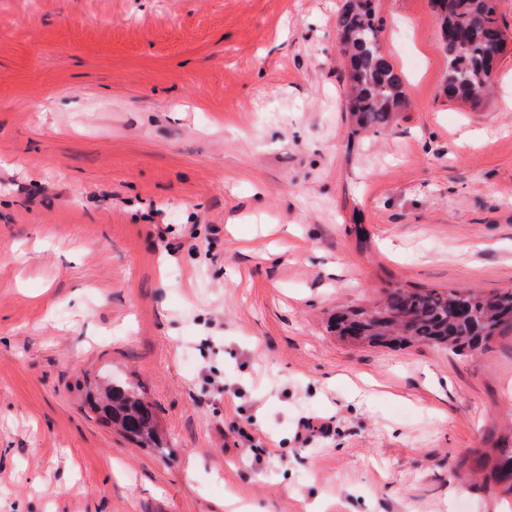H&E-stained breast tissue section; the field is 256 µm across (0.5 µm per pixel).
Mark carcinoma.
<instances>
[{
    "label": "carcinoma",
    "instance_id": "obj_1",
    "mask_svg": "<svg viewBox=\"0 0 512 512\" xmlns=\"http://www.w3.org/2000/svg\"><path fill=\"white\" fill-rule=\"evenodd\" d=\"M448 56L443 92L450 101L477 105L490 92L499 57L512 36L499 24L498 0H431ZM336 30L345 58V100L355 131L379 132L407 103L406 78L380 44L382 19L376 0H344ZM337 335L369 346L401 347L412 342L443 346L457 355L485 348L512 333V289L480 294L469 289H410L398 283L374 304L342 308ZM100 421L129 439L163 451L152 405L127 382L112 381L91 403ZM492 448L460 458L455 469H489V488L512 496V444L490 437Z\"/></svg>",
    "mask_w": 512,
    "mask_h": 512
}]
</instances>
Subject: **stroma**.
Segmentation results:
<instances>
[{
	"instance_id": "obj_1",
	"label": "stroma",
	"mask_w": 512,
	"mask_h": 512,
	"mask_svg": "<svg viewBox=\"0 0 512 512\" xmlns=\"http://www.w3.org/2000/svg\"><path fill=\"white\" fill-rule=\"evenodd\" d=\"M341 5L0 0V512H503L453 470L512 430V335L456 356L329 320L512 288V46L448 101L430 0H378L408 105L358 136ZM113 379L166 453L89 409Z\"/></svg>"
}]
</instances>
